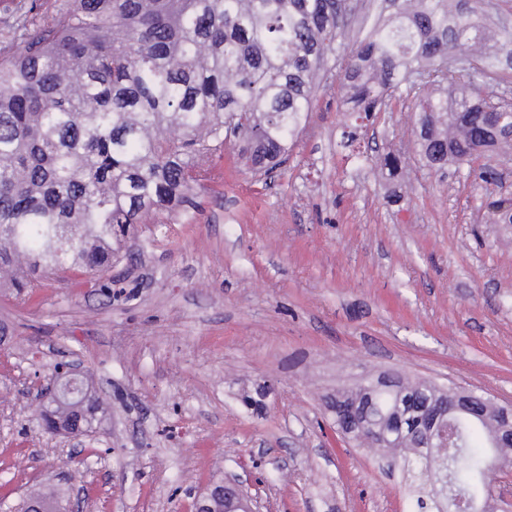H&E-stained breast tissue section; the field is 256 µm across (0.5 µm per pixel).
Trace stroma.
<instances>
[{"instance_id": "obj_1", "label": "stroma", "mask_w": 512, "mask_h": 512, "mask_svg": "<svg viewBox=\"0 0 512 512\" xmlns=\"http://www.w3.org/2000/svg\"><path fill=\"white\" fill-rule=\"evenodd\" d=\"M69 0H0V58ZM341 96L317 98L274 183L256 182L227 144L192 223L136 229L132 259L103 294L60 281L28 306L0 291V495L38 482L84 487L83 512H185L228 476L263 482V512H410L398 474L336 430L339 393L383 373L512 402V224L494 192L419 159L414 113L353 118L373 147L338 148ZM401 155L389 172L381 158ZM83 360L109 401L68 460L27 391Z\"/></svg>"}]
</instances>
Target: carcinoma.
<instances>
[{"mask_svg": "<svg viewBox=\"0 0 512 512\" xmlns=\"http://www.w3.org/2000/svg\"><path fill=\"white\" fill-rule=\"evenodd\" d=\"M71 0L54 23L26 34L0 60V288L25 304L49 280L95 276L130 257L133 224L192 220L212 160L234 140L254 173L288 162L320 93L334 89L350 112L394 104L418 112L430 170L449 165L484 180L495 155L512 149V98L487 85L512 35L486 46V14L449 0ZM343 125L337 146L356 153ZM512 224V200L488 202ZM347 401L373 404L393 432L395 462L418 491L416 512H477L504 448L477 450L487 427L448 416L455 446L417 435L423 384L391 394L356 388ZM42 418L91 431L81 401ZM63 499L54 488L28 500Z\"/></svg>", "mask_w": 512, "mask_h": 512, "instance_id": "cac0c4a2", "label": "carcinoma"}]
</instances>
